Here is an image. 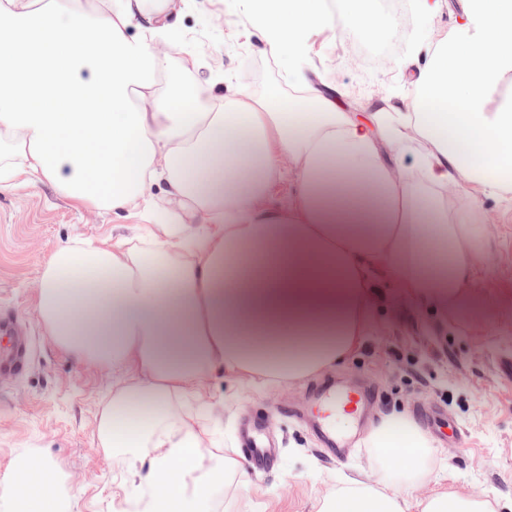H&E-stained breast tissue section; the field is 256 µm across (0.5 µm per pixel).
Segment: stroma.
Listing matches in <instances>:
<instances>
[{
    "instance_id": "1",
    "label": "stroma",
    "mask_w": 512,
    "mask_h": 512,
    "mask_svg": "<svg viewBox=\"0 0 512 512\" xmlns=\"http://www.w3.org/2000/svg\"><path fill=\"white\" fill-rule=\"evenodd\" d=\"M371 9L380 21L376 33L348 31L316 61L321 81L346 88L347 109H363L382 89L404 81L393 65L403 52L393 16L383 0H373ZM168 20L183 38L165 54L168 69L178 68L187 43L203 62L201 74L228 73L256 98L273 91L297 96L256 39L227 41L234 21L225 17L221 0H170ZM358 48L379 59V66L351 67ZM481 206V272L458 310L446 316L422 310L381 279L369 332L344 362L293 383L270 385L228 374L210 386L196 406L206 416L212 403L220 405L215 446L239 439L243 421L256 419L275 438L278 453L274 464L252 473L248 485L225 478L207 512H321L349 477L398 486V471L375 463L364 441L339 462L310 432L303 416L329 381L373 387L376 408L369 424L405 412L430 438L432 450L412 497L451 489L512 512V210L494 198ZM151 228L138 211L92 210L48 183L0 192V316L16 320L28 340L23 370L0 378V476L19 456L37 452L74 479L73 512H126L121 462L97 435L106 397L124 378L77 360L50 340L36 311V283L43 261L72 237L97 241Z\"/></svg>"
}]
</instances>
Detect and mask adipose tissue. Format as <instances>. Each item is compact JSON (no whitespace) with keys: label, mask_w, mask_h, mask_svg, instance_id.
I'll return each instance as SVG.
<instances>
[{"label":"adipose tissue","mask_w":512,"mask_h":512,"mask_svg":"<svg viewBox=\"0 0 512 512\" xmlns=\"http://www.w3.org/2000/svg\"><path fill=\"white\" fill-rule=\"evenodd\" d=\"M397 63L404 89L371 111L315 88L312 53L326 28L366 29V0H224L225 15L308 97L256 99L231 78L182 74L156 85L172 42L168 0H87L63 7L0 0V191L52 184L94 210L165 198L167 222L143 246L74 237L44 262L37 311L77 359L126 377L98 436L127 465L147 512H198L225 476L247 482L241 453L204 466L210 428L174 400L226 373L267 384L347 359L367 334L371 283L396 282L427 309H458L480 272V202H512V0H461L447 33L430 24L446 0H412ZM166 74V73H165ZM289 179L287 203L272 190ZM374 460L419 476L431 444L392 413L365 438ZM66 480L39 455L0 477V512H71ZM496 512L444 490L410 503L389 486L347 480L322 512Z\"/></svg>","instance_id":"adipose-tissue-1"}]
</instances>
